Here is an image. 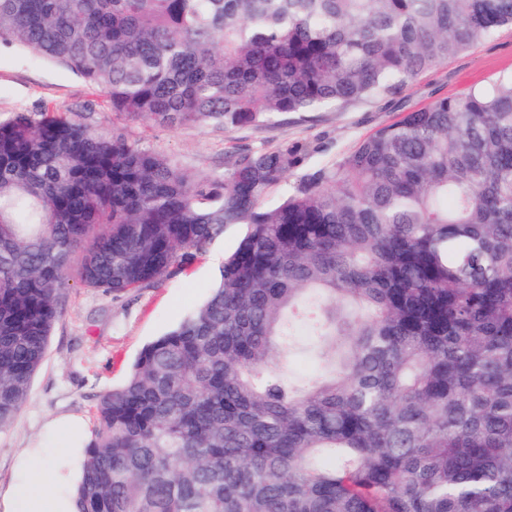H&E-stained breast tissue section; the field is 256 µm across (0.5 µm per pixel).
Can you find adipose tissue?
I'll list each match as a JSON object with an SVG mask.
<instances>
[{"label": "adipose tissue", "mask_w": 512, "mask_h": 512, "mask_svg": "<svg viewBox=\"0 0 512 512\" xmlns=\"http://www.w3.org/2000/svg\"><path fill=\"white\" fill-rule=\"evenodd\" d=\"M49 445L52 449L40 464L25 465L0 512H72L73 503L61 487L58 461L72 456L74 445L86 439L84 428L69 421L50 424Z\"/></svg>", "instance_id": "ef3b65f1"}]
</instances>
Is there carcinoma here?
I'll return each mask as SVG.
<instances>
[{
	"label": "carcinoma",
	"instance_id": "carcinoma-1",
	"mask_svg": "<svg viewBox=\"0 0 512 512\" xmlns=\"http://www.w3.org/2000/svg\"><path fill=\"white\" fill-rule=\"evenodd\" d=\"M503 28L512 0H0V43L166 128L386 99ZM308 159L192 173L77 117L0 121V429L71 275L127 294L247 227L100 397L77 512H512V75ZM326 341L328 377L284 375Z\"/></svg>",
	"mask_w": 512,
	"mask_h": 512
}]
</instances>
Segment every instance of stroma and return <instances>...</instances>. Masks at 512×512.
<instances>
[{
    "label": "stroma",
    "instance_id": "obj_1",
    "mask_svg": "<svg viewBox=\"0 0 512 512\" xmlns=\"http://www.w3.org/2000/svg\"><path fill=\"white\" fill-rule=\"evenodd\" d=\"M512 73V29L421 74L400 95L345 109L291 114L263 127L224 131L186 125L164 128L104 107L85 80L63 65L10 45H0V120L25 111L82 114L91 130L124 129L138 145L174 156L191 172L220 174L224 157L244 149L300 141L311 161L328 165L350 153L379 127L439 98L457 97ZM244 226H229L186 270L162 284L114 296L70 280L47 356L34 375L28 399L10 426L0 430V498L17 477L25 449L38 445L48 420L82 417L95 429L100 395L119 385L143 346L181 321L207 296L225 255Z\"/></svg>",
    "mask_w": 512,
    "mask_h": 512
}]
</instances>
